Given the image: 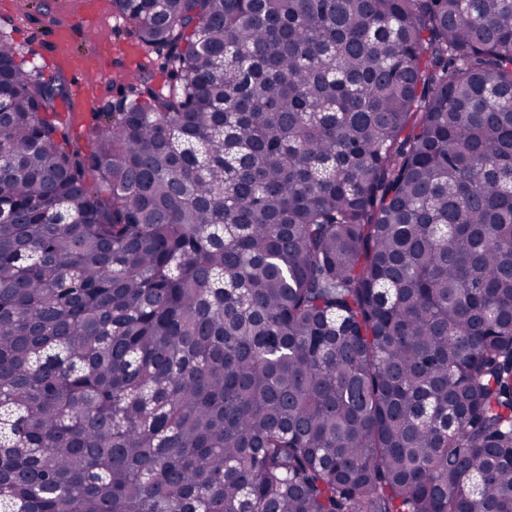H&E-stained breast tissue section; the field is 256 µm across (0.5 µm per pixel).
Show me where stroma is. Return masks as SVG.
I'll return each mask as SVG.
<instances>
[{"instance_id":"1","label":"stroma","mask_w":512,"mask_h":512,"mask_svg":"<svg viewBox=\"0 0 512 512\" xmlns=\"http://www.w3.org/2000/svg\"><path fill=\"white\" fill-rule=\"evenodd\" d=\"M0 32L44 77L64 78L68 98L59 109L71 114L75 140L140 67L155 70L164 60L119 18L112 0H0Z\"/></svg>"}]
</instances>
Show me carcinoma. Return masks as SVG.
I'll return each instance as SVG.
<instances>
[{
  "instance_id": "1",
  "label": "carcinoma",
  "mask_w": 512,
  "mask_h": 512,
  "mask_svg": "<svg viewBox=\"0 0 512 512\" xmlns=\"http://www.w3.org/2000/svg\"><path fill=\"white\" fill-rule=\"evenodd\" d=\"M70 139L0 35V512H512V0H112Z\"/></svg>"
}]
</instances>
